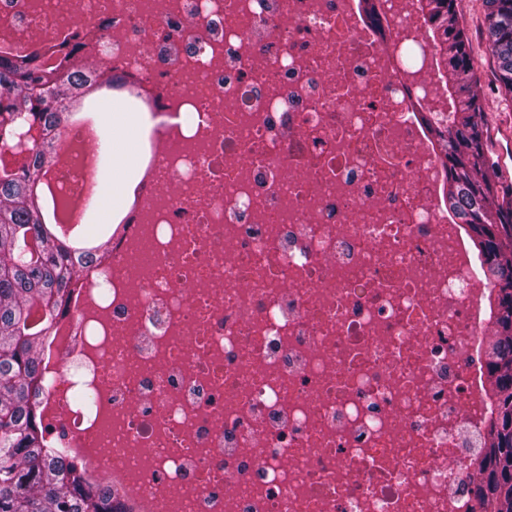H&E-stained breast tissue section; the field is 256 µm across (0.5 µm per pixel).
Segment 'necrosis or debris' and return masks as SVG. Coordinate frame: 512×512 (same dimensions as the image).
Listing matches in <instances>:
<instances>
[{
	"mask_svg": "<svg viewBox=\"0 0 512 512\" xmlns=\"http://www.w3.org/2000/svg\"><path fill=\"white\" fill-rule=\"evenodd\" d=\"M356 2L0 0V52L81 31L151 90L155 178L38 397L130 505L480 512L488 285L411 116L448 106L415 0Z\"/></svg>",
	"mask_w": 512,
	"mask_h": 512,
	"instance_id": "4bbe7bcc",
	"label": "necrosis or debris"
}]
</instances>
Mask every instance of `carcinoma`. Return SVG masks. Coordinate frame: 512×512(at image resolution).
I'll return each mask as SVG.
<instances>
[{
	"label": "carcinoma",
	"instance_id": "carcinoma-1",
	"mask_svg": "<svg viewBox=\"0 0 512 512\" xmlns=\"http://www.w3.org/2000/svg\"><path fill=\"white\" fill-rule=\"evenodd\" d=\"M485 22L500 86L512 93V0H484ZM425 33L434 43L439 78L448 93V116H420L432 149L440 150L448 215L472 241L488 297L492 340L485 353L489 398L488 444L478 461L474 493L481 512H512V192L498 188L487 155L486 117L472 46L458 16L456 0H418ZM66 49L48 67L39 53L0 56V140L37 142V133L68 123L66 101L102 77L93 62L76 65L84 43ZM102 167L97 185L111 178L112 135L101 129ZM50 164L44 148L23 158L11 176L0 179V512H126L102 482H94L66 460L64 451L46 452L39 429L36 395L49 385L48 352L40 336L21 333L29 306L40 303L53 319L72 293L76 268L95 260L73 256L44 228L30 191ZM40 242L41 259L15 261L19 234Z\"/></svg>",
	"mask_w": 512,
	"mask_h": 512
}]
</instances>
